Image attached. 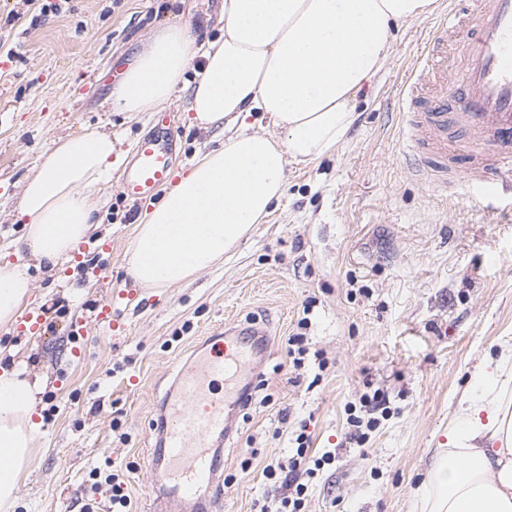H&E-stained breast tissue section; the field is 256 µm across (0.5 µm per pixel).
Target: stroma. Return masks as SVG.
<instances>
[{"mask_svg":"<svg viewBox=\"0 0 512 512\" xmlns=\"http://www.w3.org/2000/svg\"><path fill=\"white\" fill-rule=\"evenodd\" d=\"M42 2L0 0V262L27 265L24 309L45 317L35 334L0 326V366L22 360L42 383L15 512H79L85 500L110 512L97 468L121 470L131 512H147V454L174 363L251 322L268 336L235 375L236 386L251 384L250 401L224 404L233 429L221 512L264 502L263 468L287 461L299 433L311 454H335L309 479L305 512H423L417 487L472 375L512 345V187L491 198L456 185L436 193L405 160L399 92L439 14L399 26L345 140L288 164L284 197L223 263L150 294L123 267L142 211L120 193L122 167L101 189L100 224L80 259L52 272L23 244L22 191L59 137L106 131L125 153L153 134L152 113L108 111L111 88L159 29L179 26L196 45L222 35L223 0H62L47 14ZM188 99L181 89L163 105L175 114L178 171L224 141L190 124ZM119 288L137 300L117 304L111 330L95 314ZM79 318L87 332L75 336ZM303 318L327 365L299 377L287 338ZM377 389L388 415L366 443L350 442L348 406Z\"/></svg>","mask_w":512,"mask_h":512,"instance_id":"stroma-1","label":"stroma"}]
</instances>
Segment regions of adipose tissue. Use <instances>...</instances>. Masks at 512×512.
<instances>
[{"label":"adipose tissue","instance_id":"adipose-tissue-1","mask_svg":"<svg viewBox=\"0 0 512 512\" xmlns=\"http://www.w3.org/2000/svg\"><path fill=\"white\" fill-rule=\"evenodd\" d=\"M435 8L436 0H224V35L202 43L205 65L190 87L188 33H157L113 89L110 110L153 112L186 86L199 128L255 111L273 130L226 136L144 212L126 253L136 284H182L237 248L282 198L287 161L317 160L343 142L359 92L388 58L393 27ZM116 143L106 132L60 138L27 180L19 206L24 244L49 269L93 230ZM31 288L24 266L0 265V325L21 315ZM39 390L22 370L0 371V512L17 505L39 429L32 419ZM421 490L428 512H512V405L468 398Z\"/></svg>","mask_w":512,"mask_h":512}]
</instances>
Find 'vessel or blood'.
I'll return each mask as SVG.
<instances>
[{
  "instance_id": "obj_1",
  "label": "vessel or blood",
  "mask_w": 512,
  "mask_h": 512,
  "mask_svg": "<svg viewBox=\"0 0 512 512\" xmlns=\"http://www.w3.org/2000/svg\"><path fill=\"white\" fill-rule=\"evenodd\" d=\"M453 52L461 76L459 97L443 92L447 70L440 63ZM403 134L410 142V169L439 190L454 182L482 193L494 178L512 180V0H451L447 15L428 37L422 62L402 85ZM464 139L449 142V127ZM465 155L456 169L449 156ZM170 145L150 135L138 140L122 178V193L133 205L155 198L171 184ZM253 347L238 331H227L209 352L177 377L179 398L161 418V433L150 453L155 487L150 512H218L223 497L224 443L232 426L224 402L211 392Z\"/></svg>"
}]
</instances>
